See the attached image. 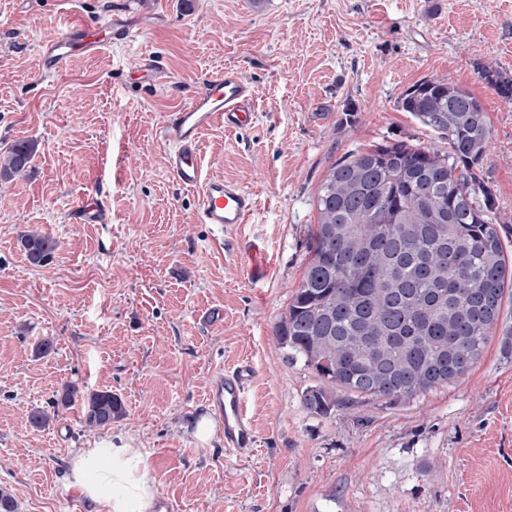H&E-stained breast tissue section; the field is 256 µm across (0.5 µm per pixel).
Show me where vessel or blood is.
Wrapping results in <instances>:
<instances>
[{
  "mask_svg": "<svg viewBox=\"0 0 512 512\" xmlns=\"http://www.w3.org/2000/svg\"><path fill=\"white\" fill-rule=\"evenodd\" d=\"M132 28L125 12H113L97 27L79 23L50 39L41 51V70L56 72L74 50L93 56L113 44L127 42ZM254 87L238 69L227 67L207 78L188 102L169 114L165 124L166 168L174 180L185 188H201L202 203L198 221L224 228L249 223L257 209L252 191L221 178L203 173L201 134L216 126L242 129L255 118ZM75 224H103L108 211L103 201L84 197L70 213ZM255 377L251 364L216 372L209 384L207 404L224 434L226 453L244 458L253 453L256 435L246 408V393Z\"/></svg>",
  "mask_w": 512,
  "mask_h": 512,
  "instance_id": "1",
  "label": "vessel or blood"
}]
</instances>
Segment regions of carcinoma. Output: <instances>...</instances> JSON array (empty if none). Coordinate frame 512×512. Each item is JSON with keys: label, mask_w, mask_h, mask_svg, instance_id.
<instances>
[{"label": "carcinoma", "mask_w": 512, "mask_h": 512, "mask_svg": "<svg viewBox=\"0 0 512 512\" xmlns=\"http://www.w3.org/2000/svg\"><path fill=\"white\" fill-rule=\"evenodd\" d=\"M484 77L512 100V79ZM399 107L448 150L391 138L330 168L316 198L310 259L274 327L281 348L319 380L302 396L316 416L336 410L338 388L396 402L462 375L481 355L512 285L494 194L482 177L491 126L481 101L427 79ZM36 152L33 140L11 144L0 154V179L26 173ZM21 244L35 266L58 246L41 232ZM75 403L89 430L124 414L110 390L80 396L66 385L53 400Z\"/></svg>", "instance_id": "obj_1"}]
</instances>
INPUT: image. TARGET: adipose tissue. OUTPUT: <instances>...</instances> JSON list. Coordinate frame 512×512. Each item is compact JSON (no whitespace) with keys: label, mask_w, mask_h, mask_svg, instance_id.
<instances>
[{"label":"adipose tissue","mask_w":512,"mask_h":512,"mask_svg":"<svg viewBox=\"0 0 512 512\" xmlns=\"http://www.w3.org/2000/svg\"><path fill=\"white\" fill-rule=\"evenodd\" d=\"M70 473L83 495L108 512H150L155 488L138 449L101 443L76 455Z\"/></svg>","instance_id":"adipose-tissue-1"}]
</instances>
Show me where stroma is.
<instances>
[{
	"label": "stroma",
	"instance_id": "1",
	"mask_svg": "<svg viewBox=\"0 0 512 512\" xmlns=\"http://www.w3.org/2000/svg\"><path fill=\"white\" fill-rule=\"evenodd\" d=\"M117 10L134 37L40 71L44 43ZM165 67L139 79L142 55ZM225 67L257 90L254 123L202 138L204 172L255 192L250 223L198 221L200 189L165 165L161 126ZM512 78V0H0V150L34 139L30 171L0 180V490L17 512H106L69 478L83 449H139L175 512H512V296L472 368L409 400L336 395L331 417L302 406L315 375L273 328L303 277L328 169L384 140L439 145L399 107L443 79L483 104V163L512 256V103L482 77ZM102 193L106 224H71ZM59 243L31 266L21 234ZM260 251L248 259L245 248ZM218 312L213 324L203 315ZM51 354L36 357L42 339ZM252 362L257 446L246 458L194 426L212 371ZM118 394L125 414L88 431L65 384ZM49 412L46 428L30 424Z\"/></svg>",
	"mask_w": 512,
	"mask_h": 512
}]
</instances>
